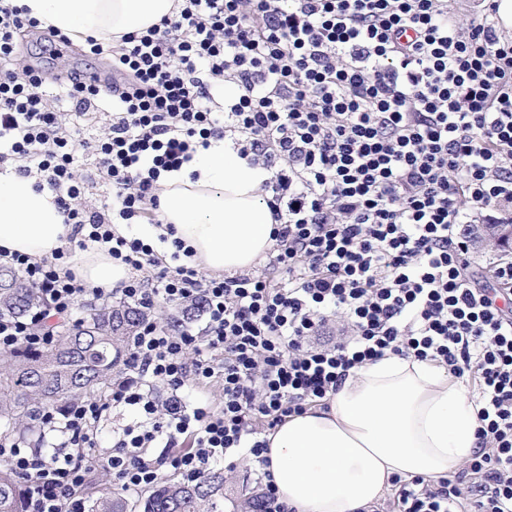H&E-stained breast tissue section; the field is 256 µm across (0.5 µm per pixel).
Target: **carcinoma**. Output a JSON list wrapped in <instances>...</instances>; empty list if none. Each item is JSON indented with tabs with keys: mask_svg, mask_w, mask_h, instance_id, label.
I'll use <instances>...</instances> for the list:
<instances>
[{
	"mask_svg": "<svg viewBox=\"0 0 512 512\" xmlns=\"http://www.w3.org/2000/svg\"><path fill=\"white\" fill-rule=\"evenodd\" d=\"M10 278L23 287L0 291V317L22 318L41 305L38 291L28 286L22 272L0 265V279ZM192 304L167 318L166 325H184L199 315ZM143 310L132 304L89 306L83 317L57 326L47 349L29 354L0 351V426L32 444L51 451L41 414L83 398L102 397L112 385L115 369L124 361ZM224 473L215 470L199 479L162 480L140 505L142 512H224ZM21 487L5 463H0V512H21ZM232 509L263 512L260 490L251 488L243 498L230 501ZM89 512H128L119 493L102 495L91 502Z\"/></svg>",
	"mask_w": 512,
	"mask_h": 512,
	"instance_id": "cac0c4a2",
	"label": "carcinoma"
}]
</instances>
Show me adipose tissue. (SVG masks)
<instances>
[{"label":"adipose tissue","instance_id":"obj_1","mask_svg":"<svg viewBox=\"0 0 512 512\" xmlns=\"http://www.w3.org/2000/svg\"><path fill=\"white\" fill-rule=\"evenodd\" d=\"M44 26L82 40L139 32L168 14L170 0H19ZM266 169L217 140L181 170L166 174L160 224L148 238L173 232L207 270L251 267L273 245L272 216L260 186ZM33 176L0 169V248L50 258L63 248L65 224L56 195ZM90 287H118L127 268L96 245L74 264ZM477 409L446 367L392 353L351 369L327 408L288 417L268 437L267 470L294 512H362L393 476L438 479L472 454Z\"/></svg>","mask_w":512,"mask_h":512}]
</instances>
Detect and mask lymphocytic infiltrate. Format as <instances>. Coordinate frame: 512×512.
Instances as JSON below:
<instances>
[{
    "mask_svg": "<svg viewBox=\"0 0 512 512\" xmlns=\"http://www.w3.org/2000/svg\"><path fill=\"white\" fill-rule=\"evenodd\" d=\"M497 13V0L463 24L448 0H173L112 47L87 38L91 54L110 53L112 84L71 72L64 113L16 53L17 35L40 21L0 0V164L45 177L79 247L125 264L120 299L145 312L109 404L44 415L51 453L0 433L22 512H87L99 470L138 492L166 470L195 480L220 460L266 464L271 431L388 352L442 364L480 405L479 446L461 470L394 477L395 512H512V306L496 302L512 295V260L494 266L500 295L477 287L462 231L512 223V35ZM225 84L235 92L214 110L209 89ZM107 98L105 133L83 139L80 118ZM214 138L270 171L262 191L275 220L268 263L218 277L165 265L156 245L118 230L155 220L163 174ZM84 152L106 186L94 211L76 174ZM70 257L8 255L45 305L0 319V351L47 347L84 296H109L77 281ZM194 302L201 331L152 316ZM331 323L340 338L322 341ZM217 378L222 406L190 404L186 382ZM110 405L138 419L103 452Z\"/></svg>",
    "mask_w": 512,
    "mask_h": 512,
    "instance_id": "1",
    "label": "lymphocytic infiltrate"
}]
</instances>
